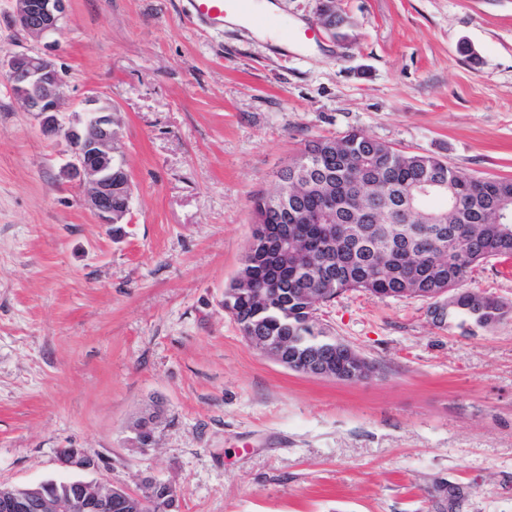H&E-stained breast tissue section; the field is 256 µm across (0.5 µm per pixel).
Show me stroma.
I'll return each instance as SVG.
<instances>
[{"label":"stroma","mask_w":512,"mask_h":512,"mask_svg":"<svg viewBox=\"0 0 512 512\" xmlns=\"http://www.w3.org/2000/svg\"><path fill=\"white\" fill-rule=\"evenodd\" d=\"M274 2L209 28L188 0H68L35 39L0 0V53L66 64L65 119L111 102L134 184L120 233L97 223L65 142L0 80V483L65 478L77 448L87 478L173 483L179 512H512V315L343 292L315 319L376 366L346 383L279 365L224 310L253 199L306 140L358 129L512 179V0H336L335 37L318 0ZM464 287L512 307L498 260Z\"/></svg>","instance_id":"35a3bbf8"}]
</instances>
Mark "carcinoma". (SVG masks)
Here are the masks:
<instances>
[{"label": "carcinoma", "instance_id": "obj_1", "mask_svg": "<svg viewBox=\"0 0 512 512\" xmlns=\"http://www.w3.org/2000/svg\"><path fill=\"white\" fill-rule=\"evenodd\" d=\"M327 173L301 199L288 187L253 202L254 228L224 305L244 335L288 337V351L325 335L314 304L357 290L379 298L433 288L448 306L491 328L512 313L499 298L463 289L473 266L512 258V180L475 178L432 155L402 152L360 130L309 140L291 161ZM434 170L447 191L409 207L411 190ZM127 177L112 168V212L125 223ZM336 267L325 282L321 271Z\"/></svg>", "mask_w": 512, "mask_h": 512}]
</instances>
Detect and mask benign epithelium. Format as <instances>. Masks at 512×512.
I'll return each instance as SVG.
<instances>
[{
  "label": "benign epithelium",
  "mask_w": 512,
  "mask_h": 512,
  "mask_svg": "<svg viewBox=\"0 0 512 512\" xmlns=\"http://www.w3.org/2000/svg\"><path fill=\"white\" fill-rule=\"evenodd\" d=\"M66 0H15L14 24L28 35L47 36L59 30L65 13ZM0 78L5 80L12 95L26 111L33 113L40 129L50 136L63 138L69 146L70 160L61 175L76 183L80 195L98 224L112 223V165L120 156L118 122L112 104L96 95L82 101L81 113L66 123L61 106L66 97L65 71L56 58L47 54L9 52L0 54ZM248 341L277 363L290 367L288 342L268 336H250ZM344 343L329 336L316 345L301 361L304 373L314 377L353 382L368 377L361 372L362 355L351 350L352 364L334 368L322 359ZM150 414L134 426L133 441L147 449L155 436H144ZM59 461L66 469L80 471L95 467V463L77 448H63ZM167 486L165 512H173L178 503L175 486L169 482L149 479L144 492L114 487L98 481L66 480V491L49 493L52 485L43 481L34 486L16 488L0 483V512H137L146 499H156L157 489Z\"/></svg>",
  "instance_id": "1"
}]
</instances>
